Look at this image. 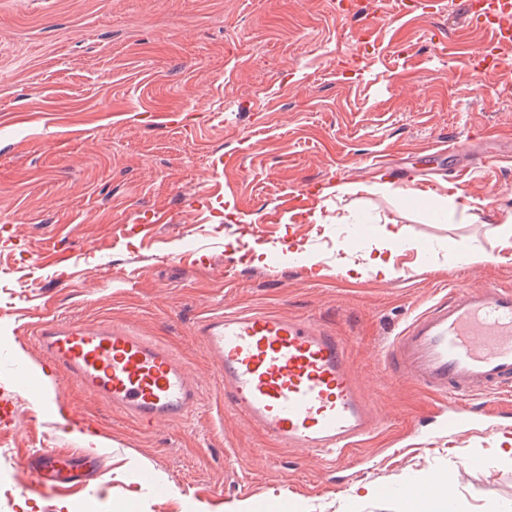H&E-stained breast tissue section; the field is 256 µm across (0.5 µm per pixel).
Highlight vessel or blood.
<instances>
[{
  "label": "vessel or blood",
  "mask_w": 512,
  "mask_h": 512,
  "mask_svg": "<svg viewBox=\"0 0 512 512\" xmlns=\"http://www.w3.org/2000/svg\"><path fill=\"white\" fill-rule=\"evenodd\" d=\"M465 21L494 32L483 62L496 70L498 45L512 43V0H465ZM28 317L49 369L107 406L147 426L185 420L197 408L198 386L168 347L109 322L36 310ZM196 334L216 363L225 398L284 447L343 455L377 429L335 331L265 311H234L201 318ZM386 358L427 390L449 395L442 427L460 436L470 422L469 397L490 389L512 393V288L449 289L395 336ZM94 461L85 450L40 449L21 464L19 488L43 494L78 484L77 469Z\"/></svg>",
  "instance_id": "vessel-or-blood-1"
}]
</instances>
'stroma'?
Listing matches in <instances>:
<instances>
[{
    "label": "stroma",
    "instance_id": "obj_1",
    "mask_svg": "<svg viewBox=\"0 0 512 512\" xmlns=\"http://www.w3.org/2000/svg\"><path fill=\"white\" fill-rule=\"evenodd\" d=\"M439 7L444 21L395 16L368 43L331 0H0V338L37 372L27 309L109 321L173 349L200 389L184 422L148 427L60 372L46 408L40 378L0 366V401L24 415L0 426V512H408L413 488L448 473L447 512H512V417L449 438L447 397L382 360L449 287L512 285L496 231L512 216V44L481 74L493 32L467 26L462 0ZM449 138L456 151L424 153ZM477 139L489 160L472 170ZM413 188L451 195L452 223ZM391 222L396 277L345 275ZM291 240L314 257L304 269ZM452 240L487 260L458 262ZM220 310L335 329L382 421L371 439L332 463L251 425L194 334ZM69 412L104 437L96 465L62 494H22L29 454L82 446Z\"/></svg>",
    "mask_w": 512,
    "mask_h": 512
}]
</instances>
